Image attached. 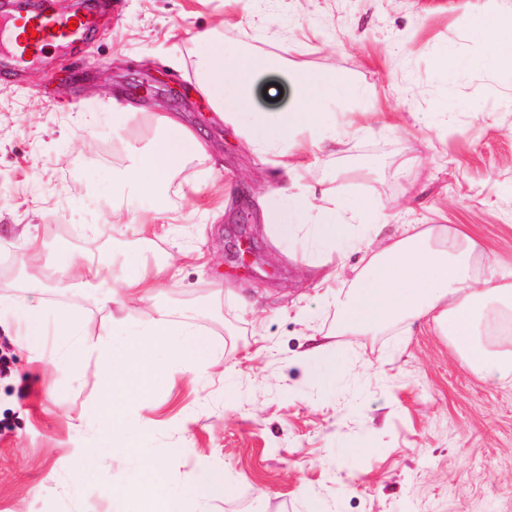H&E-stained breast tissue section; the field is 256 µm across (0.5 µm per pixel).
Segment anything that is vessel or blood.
<instances>
[{
	"label": "vessel or blood",
	"mask_w": 512,
	"mask_h": 512,
	"mask_svg": "<svg viewBox=\"0 0 512 512\" xmlns=\"http://www.w3.org/2000/svg\"><path fill=\"white\" fill-rule=\"evenodd\" d=\"M67 17L56 13H33L21 16L20 23L15 26L10 40L13 51L18 56L32 52L39 54L47 48L61 45L73 40L77 31L87 29L91 16H77L76 29H69Z\"/></svg>",
	"instance_id": "b4317fda"
}]
</instances>
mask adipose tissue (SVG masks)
Here are the masks:
<instances>
[{
	"mask_svg": "<svg viewBox=\"0 0 512 512\" xmlns=\"http://www.w3.org/2000/svg\"><path fill=\"white\" fill-rule=\"evenodd\" d=\"M473 30L487 48L485 60L493 66L512 68V18L484 14L473 21ZM206 47L202 59V90L225 122L239 127L245 143L283 174H291L292 150L300 141L328 147L321 135L325 104L336 94V80L327 73L300 69L294 74L296 95L303 105L295 112H260L252 105L255 75L274 68L270 56L241 54L225 49L223 39L212 31L198 33ZM160 135L139 150L131 163L113 173L112 184L130 196H162L178 165L188 157L206 152L199 132L175 116L157 119ZM265 230L271 241L290 249L301 244L313 255L312 265L320 269L318 282L339 313V334L359 336L397 319L422 320L446 329L458 350L484 378L512 383V346L496 339H482L478 332L480 313L498 305L492 320H512V270L485 263L475 238L465 229L445 224H408L390 236L387 245L377 238L381 224L370 222L369 202L327 203L314 191L297 187L268 188L262 197ZM366 221V234L353 238V218ZM359 241L365 255L346 288L336 286L337 271L326 269L323 256L352 241ZM165 267L147 270L129 265L119 289L106 300L112 315L95 343H88L78 324L67 318L56 322L57 361L79 367L83 355L100 354L103 386L97 420L98 448L85 449L78 459V471L90 476L97 454H119L135 464L137 474L110 484L105 492L115 512H126L130 495L162 500L160 512H183V491L169 490L164 478L165 460L144 457L138 452L125 420L127 407L145 401L163 372L181 366L204 374L214 365L218 348L199 330L193 317L173 321L163 308H156L150 322H128L127 303L143 300L161 287ZM122 343H115V336Z\"/></svg>",
	"mask_w": 512,
	"mask_h": 512,
	"instance_id": "1",
	"label": "adipose tissue"
}]
</instances>
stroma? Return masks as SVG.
<instances>
[{
    "label": "stroma",
    "instance_id": "35a3bbf8",
    "mask_svg": "<svg viewBox=\"0 0 512 512\" xmlns=\"http://www.w3.org/2000/svg\"><path fill=\"white\" fill-rule=\"evenodd\" d=\"M512 16V0H97L82 39L19 64L0 37V298L38 289L46 322L65 316L95 339L109 318L103 286L71 285L64 266L90 255L148 263L202 251L205 272L176 268L155 306L194 315L223 357L209 374L168 375L129 412L142 455L167 458V485L201 469L223 496L187 498L185 512H512V384L473 372L430 325L337 333L339 314L308 275L309 253L282 256L262 231L260 196L286 185L248 150L200 90L212 29L229 50L276 56L260 72L253 106L293 111L300 68L335 75L328 136L305 146L301 184L354 202L372 199L383 224H466L489 259L512 262V71L483 65L475 16ZM464 63L446 74L438 59ZM179 113L208 139L161 198L114 193L112 172ZM155 234L141 241L137 225ZM100 225L94 237L74 227ZM39 263L22 265L29 238ZM24 321L0 309V512H113L102 489L123 463L103 455L77 472L95 431L99 362L43 365L23 349ZM329 337L341 361H294ZM87 426L75 431L72 419ZM176 456H167L170 447Z\"/></svg>",
    "mask_w": 512,
    "mask_h": 512
}]
</instances>
